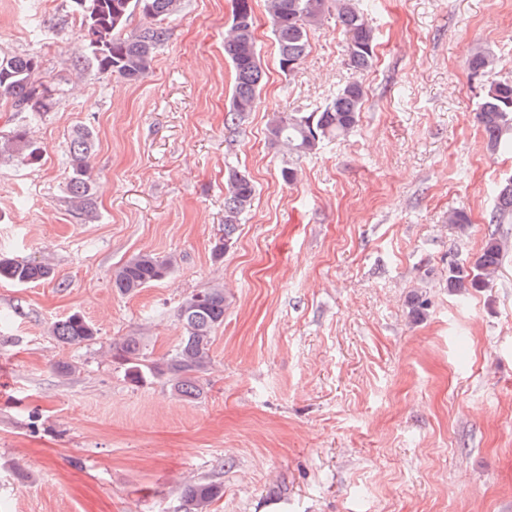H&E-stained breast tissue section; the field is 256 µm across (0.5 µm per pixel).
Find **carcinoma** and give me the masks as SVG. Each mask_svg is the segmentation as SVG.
<instances>
[{"mask_svg": "<svg viewBox=\"0 0 512 512\" xmlns=\"http://www.w3.org/2000/svg\"><path fill=\"white\" fill-rule=\"evenodd\" d=\"M80 16L78 33L83 39L85 55L77 65L101 76L117 77L136 84L151 71L168 31L161 26L176 13L181 0H72ZM156 24L138 32L124 33L134 10ZM264 12L278 47V64L285 74L297 69L305 58L310 34L333 15L348 39V65L357 72L375 65L376 31L356 5V0H264ZM232 17L248 16L250 23H231L224 42V56L234 72V85L227 109V121L233 125L254 111L264 84L265 72L256 38L258 19L253 0H232ZM475 75H486L494 68L489 52H477L468 62ZM42 61L33 54L0 55V100L11 101L18 112H47L53 105V89L41 80ZM365 101L361 82L352 81L340 88L320 108L310 112H291L273 116L266 128L270 145L302 158L315 155L330 141L349 134L358 124ZM487 145L494 151H512V80L491 82L476 113ZM96 147L95 136L88 128L73 131L69 140L70 172L67 178L71 207L87 215L94 207L89 160ZM42 147L34 141L26 126L16 127L0 136V163L19 159L28 166L40 163ZM255 188L248 176L237 172L227 180L224 196V240L214 253L227 249L241 217L250 210ZM512 217V179L500 184L495 202L487 216L490 224H500ZM505 243L491 234L478 257L472 262L448 264V288L460 294L489 286L499 268ZM174 268L172 259H161L151 252H138L112 274V287L121 294H132L164 279ZM53 277L47 263L20 261L0 256V280L33 283ZM185 336L173 351L160 359H148L142 353L141 339L124 336L112 342V358L125 366L131 382L162 379L173 391L186 399L202 395L199 378L210 364L213 334L224 324V289L206 288L186 297L177 311ZM49 334L67 345H81L96 340L98 330L84 315L74 312L54 321ZM221 488L208 483L185 487L189 512H210Z\"/></svg>", "mask_w": 512, "mask_h": 512, "instance_id": "1", "label": "carcinoma"}]
</instances>
